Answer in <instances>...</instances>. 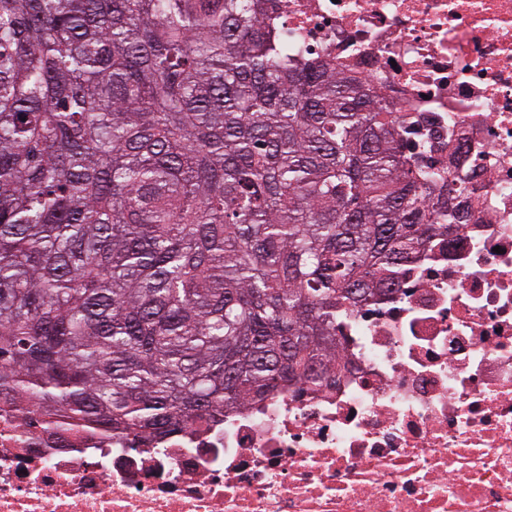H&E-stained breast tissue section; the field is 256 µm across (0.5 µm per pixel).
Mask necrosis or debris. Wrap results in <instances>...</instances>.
I'll list each match as a JSON object with an SVG mask.
<instances>
[{
    "instance_id": "4bbe7bcc",
    "label": "necrosis or debris",
    "mask_w": 512,
    "mask_h": 512,
    "mask_svg": "<svg viewBox=\"0 0 512 512\" xmlns=\"http://www.w3.org/2000/svg\"><path fill=\"white\" fill-rule=\"evenodd\" d=\"M366 78L466 222L338 333L322 386L132 447L0 411V512H512V0H267Z\"/></svg>"
}]
</instances>
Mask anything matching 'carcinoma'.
Here are the masks:
<instances>
[{"mask_svg": "<svg viewBox=\"0 0 512 512\" xmlns=\"http://www.w3.org/2000/svg\"><path fill=\"white\" fill-rule=\"evenodd\" d=\"M265 0H0V400L141 443L319 384L463 223Z\"/></svg>", "mask_w": 512, "mask_h": 512, "instance_id": "obj_1", "label": "carcinoma"}]
</instances>
